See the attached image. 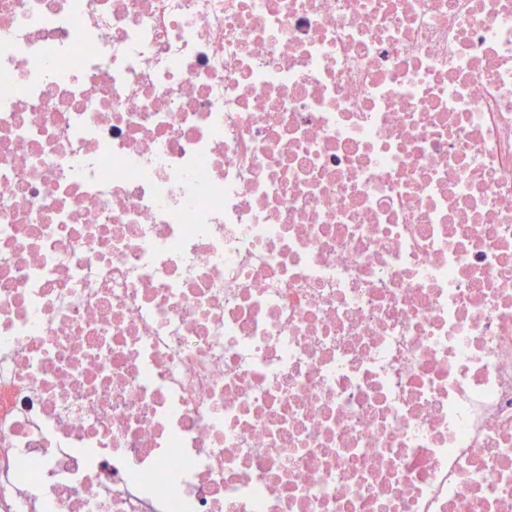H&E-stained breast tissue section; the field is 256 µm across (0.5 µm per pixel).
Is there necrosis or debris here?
I'll list each match as a JSON object with an SVG mask.
<instances>
[{
    "instance_id": "necrosis-or-debris-1",
    "label": "necrosis or debris",
    "mask_w": 512,
    "mask_h": 512,
    "mask_svg": "<svg viewBox=\"0 0 512 512\" xmlns=\"http://www.w3.org/2000/svg\"><path fill=\"white\" fill-rule=\"evenodd\" d=\"M0 512H512V0H0Z\"/></svg>"
}]
</instances>
